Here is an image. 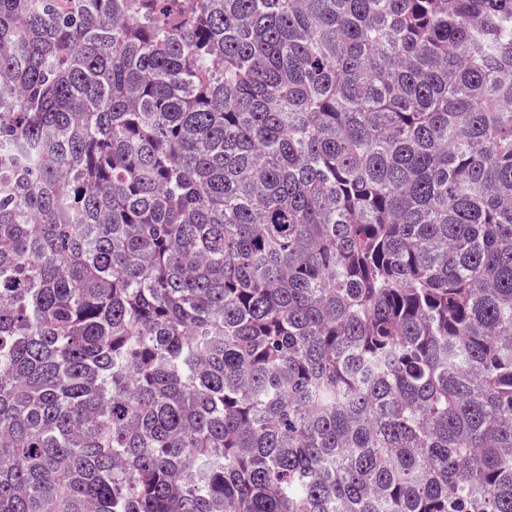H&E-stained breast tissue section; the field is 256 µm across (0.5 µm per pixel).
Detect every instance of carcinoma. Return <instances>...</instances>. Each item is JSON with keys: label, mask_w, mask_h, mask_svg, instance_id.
I'll return each instance as SVG.
<instances>
[{"label": "carcinoma", "mask_w": 512, "mask_h": 512, "mask_svg": "<svg viewBox=\"0 0 512 512\" xmlns=\"http://www.w3.org/2000/svg\"><path fill=\"white\" fill-rule=\"evenodd\" d=\"M0 512H512V0H0Z\"/></svg>", "instance_id": "1"}]
</instances>
